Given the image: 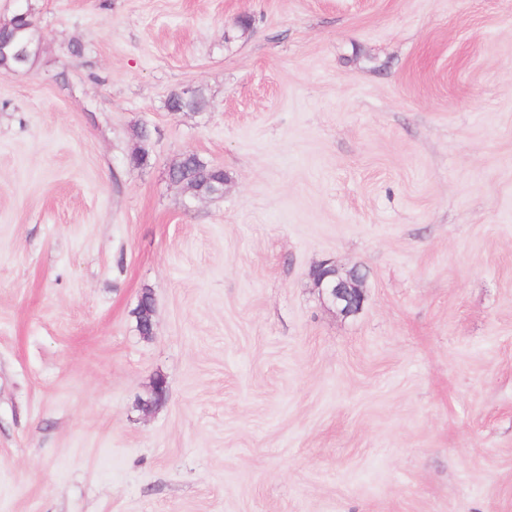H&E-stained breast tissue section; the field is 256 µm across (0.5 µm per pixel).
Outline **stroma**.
I'll return each instance as SVG.
<instances>
[{"instance_id":"35a3bbf8","label":"stroma","mask_w":512,"mask_h":512,"mask_svg":"<svg viewBox=\"0 0 512 512\" xmlns=\"http://www.w3.org/2000/svg\"><path fill=\"white\" fill-rule=\"evenodd\" d=\"M27 2L0 512H512V0ZM186 151L222 196L170 182ZM323 263L366 271L356 314ZM207 107V99L203 91L196 88L195 94L189 99L180 98L177 93L170 96L167 101L169 111L181 110L184 112H203Z\"/></svg>"}]
</instances>
